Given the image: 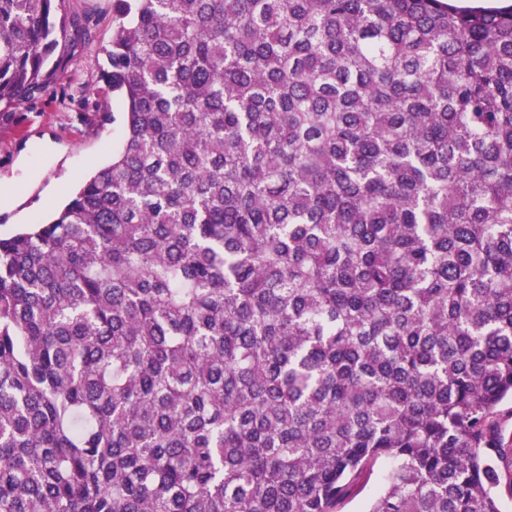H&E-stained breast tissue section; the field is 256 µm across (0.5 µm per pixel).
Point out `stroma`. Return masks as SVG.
<instances>
[{"mask_svg":"<svg viewBox=\"0 0 512 512\" xmlns=\"http://www.w3.org/2000/svg\"><path fill=\"white\" fill-rule=\"evenodd\" d=\"M65 34L39 93L0 104V190L11 188L13 209H0L7 238L44 220L79 182L112 156L123 130L122 101L96 63L112 39L115 0H65Z\"/></svg>","mask_w":512,"mask_h":512,"instance_id":"obj_1","label":"stroma"}]
</instances>
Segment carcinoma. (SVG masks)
Masks as SVG:
<instances>
[{"instance_id": "cac0c4a2", "label": "carcinoma", "mask_w": 512, "mask_h": 512, "mask_svg": "<svg viewBox=\"0 0 512 512\" xmlns=\"http://www.w3.org/2000/svg\"><path fill=\"white\" fill-rule=\"evenodd\" d=\"M124 138L0 238V512H500L512 8L120 0ZM59 0H0V103ZM381 472L375 468V473L365 488L351 501L345 503L340 512H363L368 500L375 494L379 487Z\"/></svg>"}]
</instances>
